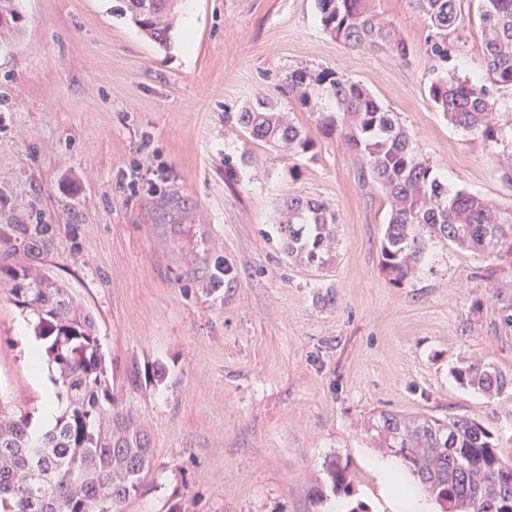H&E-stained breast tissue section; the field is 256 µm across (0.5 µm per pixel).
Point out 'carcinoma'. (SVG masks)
I'll list each match as a JSON object with an SVG mask.
<instances>
[{
  "label": "carcinoma",
  "instance_id": "obj_1",
  "mask_svg": "<svg viewBox=\"0 0 512 512\" xmlns=\"http://www.w3.org/2000/svg\"><path fill=\"white\" fill-rule=\"evenodd\" d=\"M131 22L162 47L170 43L177 0H126ZM463 0H414L428 28L425 53L433 62L428 94L453 125L477 134L492 149L512 146V0H477L486 32L480 64H452L470 22ZM322 31L350 49L380 44L400 57L405 41L381 22L373 0H316ZM21 0H0V47L23 30ZM288 93L318 112L323 135L344 143L371 179L392 200L380 252L394 283L412 277L425 260L428 240L438 237L465 251L496 258L512 255V209L468 190L448 193L398 116L360 83L334 71L297 68L285 77ZM329 95L333 107L318 106ZM234 120L247 139L286 147L295 155L313 148L299 126L270 101L257 102ZM278 225L288 258L316 269L332 261L336 214L301 196L283 205ZM49 225L21 228L12 253L29 259L49 247ZM0 288L21 312L34 317L48 365L64 402L49 428L32 425L29 412L0 402V512H126L153 459L151 438L131 403L115 393L92 313L72 289L38 264L0 267ZM450 374L455 383L495 402L512 389V375L481 359L463 360ZM378 447L400 459L415 483L442 512H512V462L498 438L479 419L464 415L381 412L367 425ZM349 466L327 461L324 480L350 496Z\"/></svg>",
  "mask_w": 512,
  "mask_h": 512
}]
</instances>
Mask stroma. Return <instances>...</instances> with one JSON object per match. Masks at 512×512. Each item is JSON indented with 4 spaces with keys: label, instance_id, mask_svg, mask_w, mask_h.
Segmentation results:
<instances>
[{
    "label": "stroma",
    "instance_id": "stroma-1",
    "mask_svg": "<svg viewBox=\"0 0 512 512\" xmlns=\"http://www.w3.org/2000/svg\"><path fill=\"white\" fill-rule=\"evenodd\" d=\"M374 6L407 59L330 38L315 0H180L167 49L126 0H22L25 31L0 50V257L19 225H50L43 265L94 315L114 387L151 434L126 512H346L313 492L334 455L352 498L395 512L363 429L382 411L481 418L512 457V397L488 402L449 374L464 358L512 374V262L436 238L413 278L390 281V199L283 83L301 66L360 82L449 191L512 207V148L491 153L428 96L411 0ZM262 99L312 151L252 144L225 120ZM294 196L338 216L327 270L282 250L278 207ZM33 337L1 297L0 400L39 427L49 381L30 372Z\"/></svg>",
    "mask_w": 512,
    "mask_h": 512
}]
</instances>
